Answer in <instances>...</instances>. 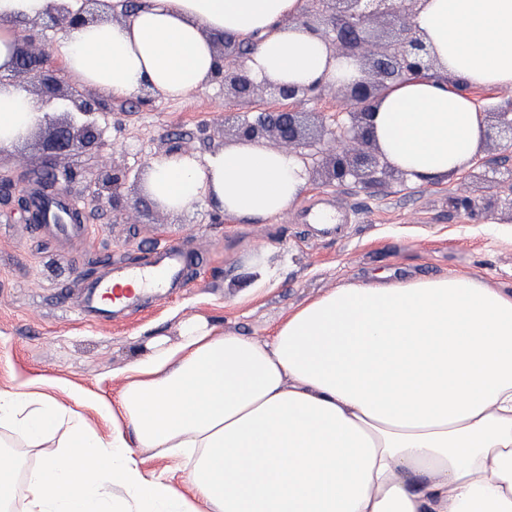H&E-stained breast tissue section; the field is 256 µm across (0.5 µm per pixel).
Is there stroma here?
Returning <instances> with one entry per match:
<instances>
[{
	"mask_svg": "<svg viewBox=\"0 0 512 512\" xmlns=\"http://www.w3.org/2000/svg\"><path fill=\"white\" fill-rule=\"evenodd\" d=\"M101 106L105 148H83L49 161L37 135L0 155V173L32 190L49 166L75 179L66 193L83 223L63 237L50 225L28 223L0 205V391L27 387L71 404L86 390L114 401L123 371L152 340L177 342L183 324L203 320L215 333L270 340L295 309L334 288L366 282L376 272L403 280L415 275H469L485 287L512 290V212L469 214L449 208L452 196L512 197V152L482 143L464 170L431 181L377 173L339 184L310 176L299 199L275 219L247 224L201 203L172 216L148 203L141 182L148 159L169 150L204 157L233 143L224 131L232 114L256 116L275 108L270 97L243 104L215 82L178 100L115 99L90 89ZM117 164L129 173V208L113 213L108 198L92 199L88 172ZM334 212L333 232L309 223L310 211ZM174 244L186 258L174 294H145L138 310L99 322L80 308L83 284L112 266L138 264ZM143 471L164 475L192 496L181 459L135 451Z\"/></svg>",
	"mask_w": 512,
	"mask_h": 512,
	"instance_id": "obj_1",
	"label": "stroma"
}]
</instances>
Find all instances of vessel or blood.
I'll return each mask as SVG.
<instances>
[{
	"mask_svg": "<svg viewBox=\"0 0 512 512\" xmlns=\"http://www.w3.org/2000/svg\"><path fill=\"white\" fill-rule=\"evenodd\" d=\"M36 206L43 213V221L68 229L76 206L67 196L51 200L36 199ZM184 257L174 246L156 249L152 259L141 267H115L103 278L90 281L85 295V309L98 317L106 316L112 309L136 310L145 289H173L181 282Z\"/></svg>",
	"mask_w": 512,
	"mask_h": 512,
	"instance_id": "1",
	"label": "vessel or blood"
}]
</instances>
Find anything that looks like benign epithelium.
<instances>
[{"mask_svg":"<svg viewBox=\"0 0 512 512\" xmlns=\"http://www.w3.org/2000/svg\"><path fill=\"white\" fill-rule=\"evenodd\" d=\"M100 0H84L78 12L51 10L33 20H23L28 37L16 42V66L8 75L0 74V83L8 80L34 86L39 103L48 108L43 120L46 136L44 151L60 158L90 144L105 145L104 129L97 122L99 101L69 83L56 66L55 43L41 38L47 28L65 29L96 17L94 5ZM421 0H307L300 22L320 34L333 53L359 58L369 70V77L342 86L349 107L336 113L329 125H321V137L331 143L320 164L321 173L330 181L345 183L363 180L380 164L382 154L376 146L370 125L369 107L391 83L410 75L435 74L436 63L426 43L412 22ZM391 17L402 24L400 32L379 42L371 40L373 25ZM218 61L215 78L224 81V92L239 101L251 100L264 93L291 105L320 95L322 86L256 82L245 68L248 55L241 52L236 39L217 40ZM485 139L512 149V103L482 113ZM238 141L275 142L302 160L308 159V121L306 113L291 107L261 112L253 119L237 116L232 123ZM128 174L114 165L90 177L91 196L107 192L112 209H122L123 188Z\"/></svg>","mask_w":512,"mask_h":512,"instance_id":"obj_1","label":"benign epithelium"}]
</instances>
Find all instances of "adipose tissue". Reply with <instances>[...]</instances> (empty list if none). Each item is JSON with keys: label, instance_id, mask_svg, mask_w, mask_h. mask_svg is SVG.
Masks as SVG:
<instances>
[{"label": "adipose tissue", "instance_id": "adipose-tissue-1", "mask_svg": "<svg viewBox=\"0 0 512 512\" xmlns=\"http://www.w3.org/2000/svg\"><path fill=\"white\" fill-rule=\"evenodd\" d=\"M103 18L62 30L57 53L73 83L130 97L180 99L214 78L218 38L257 39L251 77L340 85L360 60L333 56L298 24L305 0H107ZM81 0H0V72L14 61L17 19ZM415 24L439 77L412 76L372 106L386 161L423 181L476 156L483 124L468 91L512 89V0H422ZM27 93L0 84V153L43 121ZM307 181L295 155L261 142L207 158L163 153L145 187L174 215L210 202L267 221ZM117 404L74 393L73 406L0 392V500L23 474L24 512H512V292L457 275L403 281L378 273L294 311L269 341L185 323L131 362ZM112 418L102 436L79 406ZM133 438H126V430ZM36 448L19 472L12 437ZM191 462L193 496L144 472L134 448ZM121 497H113V489ZM14 448H9L12 454L18 459L20 471L38 466L42 460L55 451L54 444L51 441L43 443L39 448H29L22 439L13 440Z\"/></svg>", "mask_w": 512, "mask_h": 512}]
</instances>
